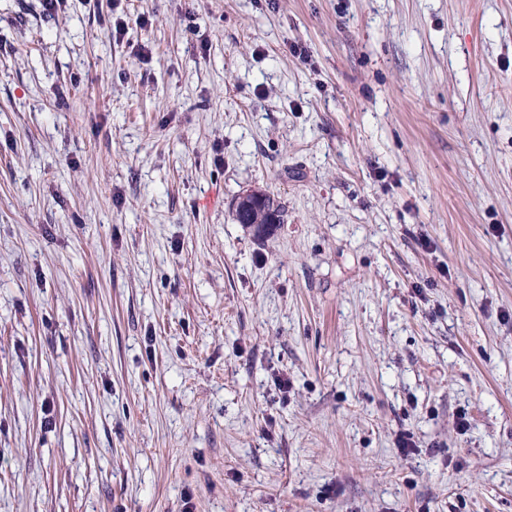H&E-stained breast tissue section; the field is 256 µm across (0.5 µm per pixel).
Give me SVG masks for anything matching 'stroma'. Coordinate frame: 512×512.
<instances>
[{"label": "stroma", "mask_w": 512, "mask_h": 512, "mask_svg": "<svg viewBox=\"0 0 512 512\" xmlns=\"http://www.w3.org/2000/svg\"><path fill=\"white\" fill-rule=\"evenodd\" d=\"M0 512H512V0H0Z\"/></svg>", "instance_id": "stroma-1"}]
</instances>
